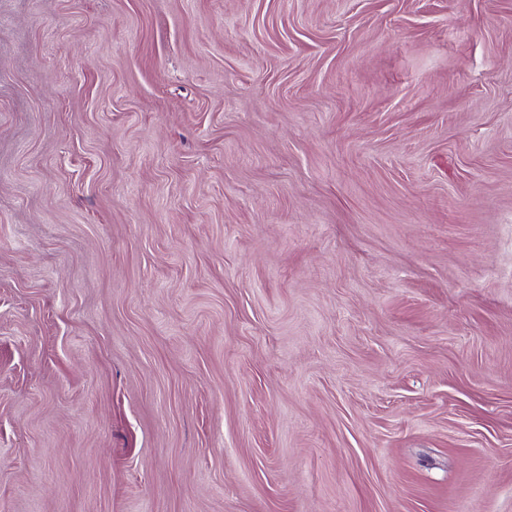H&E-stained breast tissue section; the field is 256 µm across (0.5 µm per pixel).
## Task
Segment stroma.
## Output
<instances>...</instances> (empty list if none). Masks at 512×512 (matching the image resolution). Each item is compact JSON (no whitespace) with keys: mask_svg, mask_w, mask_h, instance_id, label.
Listing matches in <instances>:
<instances>
[{"mask_svg":"<svg viewBox=\"0 0 512 512\" xmlns=\"http://www.w3.org/2000/svg\"><path fill=\"white\" fill-rule=\"evenodd\" d=\"M0 512H512V0H0Z\"/></svg>","mask_w":512,"mask_h":512,"instance_id":"obj_1","label":"stroma"}]
</instances>
